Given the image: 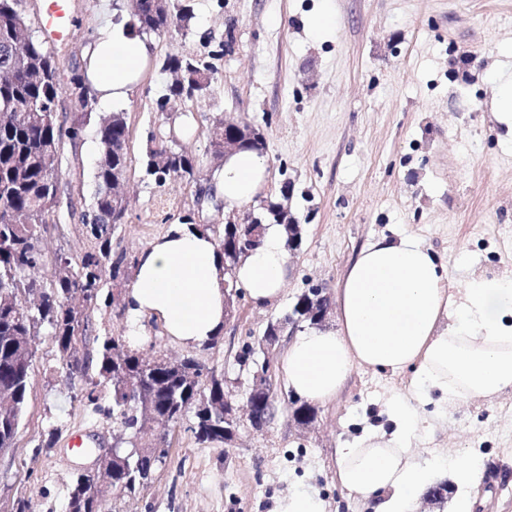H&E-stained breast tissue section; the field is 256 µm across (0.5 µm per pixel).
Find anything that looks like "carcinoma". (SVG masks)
<instances>
[{
    "instance_id": "1",
    "label": "carcinoma",
    "mask_w": 512,
    "mask_h": 512,
    "mask_svg": "<svg viewBox=\"0 0 512 512\" xmlns=\"http://www.w3.org/2000/svg\"><path fill=\"white\" fill-rule=\"evenodd\" d=\"M19 6L20 0H0V67L15 64L16 41L27 54L13 81L0 79V452L14 448L28 402L33 338L45 329L69 378L86 383L79 403L95 406L104 391L112 398V424L131 448L107 456L103 465L115 492L132 496L147 487L159 461L158 442L143 441L149 431L165 438L190 414L189 430L197 441H224V373L195 356L152 366L149 357L126 346L124 337L94 334L93 314L112 304L105 285L124 287L136 263V256L112 248L115 220L126 211L124 197L112 186L127 173L125 113L101 118L96 128L100 153L92 203L78 213L73 199L67 201L68 213L80 221L83 254L74 258L59 251L50 259L42 248L46 204L60 190L64 144H76L84 129L75 120L63 135L58 61ZM161 25L144 12L134 15L132 28L151 35L163 32ZM193 65L186 58H168L166 68L181 70L183 85L172 84L156 101L159 112L195 83ZM10 102L29 107L27 117L17 119ZM194 171V158L165 142L161 151L146 154V175L160 186L171 178L190 180ZM67 508L108 512L99 481L77 476Z\"/></svg>"
}]
</instances>
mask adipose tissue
Listing matches in <instances>:
<instances>
[{
    "label": "adipose tissue",
    "mask_w": 512,
    "mask_h": 512,
    "mask_svg": "<svg viewBox=\"0 0 512 512\" xmlns=\"http://www.w3.org/2000/svg\"><path fill=\"white\" fill-rule=\"evenodd\" d=\"M145 40L124 25L105 27L90 53L87 76L101 102L127 98L148 63ZM268 169L256 151L229 154L212 180L227 206L251 201ZM289 257L281 229L270 225L261 247L242 258L236 280L255 305L284 292ZM125 301L132 321L158 320L179 345L201 346L224 326V261L210 235L175 225L138 255ZM336 330L297 331L280 360L288 391L310 403L336 397L358 367L411 370L410 395L387 406L391 431L371 429L336 451L342 492L373 512H413L412 505L449 470L462 492L452 512H472L464 494L478 470L474 459L445 450L419 458L413 444L422 417L417 401L438 392L443 403L492 399L512 390V278L469 274L448 285V268L416 237L383 236L350 263L336 290Z\"/></svg>",
    "instance_id": "ef3b65f1"
}]
</instances>
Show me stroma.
Here are the masks:
<instances>
[{"label": "stroma", "mask_w": 512, "mask_h": 512, "mask_svg": "<svg viewBox=\"0 0 512 512\" xmlns=\"http://www.w3.org/2000/svg\"><path fill=\"white\" fill-rule=\"evenodd\" d=\"M189 19L147 37L148 68L138 87L114 110L130 133L127 218L115 249L139 253L199 208L202 223L223 229L261 202L283 203L301 227L290 252L285 292L271 307L240 298L212 349L172 342L144 318L140 332L155 349L177 359L196 355L236 382L246 396L253 371L238 357L258 347L269 321L284 317L312 288L335 296L350 261L380 236L411 234L448 266V281L464 272L512 276V138L497 118V75L512 73V0H175ZM70 37L52 50L61 65L60 119L71 120L90 44L108 24L130 22V0H70ZM329 13L318 32L313 20ZM171 56L209 64L203 94L177 100L172 120L160 118L157 99L175 80L163 66ZM83 140L66 146L61 184L75 203L89 206L99 152L95 135L112 108L90 92ZM242 120L266 139L268 179L257 200L234 208L222 198L196 204L219 161L209 131L216 120ZM174 137L197 163L194 181L157 185L144 169L150 135ZM411 374L355 368L336 399L314 407L310 422L294 411L299 398L273 377L274 416L263 430L242 425L235 447L199 443L189 420L174 425L169 454L147 488L133 498L107 495L110 512H272L278 498L311 493L325 512H372L336 482L335 450L371 426L388 425L385 404L408 393ZM78 381L67 379L47 334L36 357L25 417L13 452L0 454V512L17 498L30 512H66L73 478L93 452L112 447L119 432L104 413L74 402ZM422 408L416 448L454 449L479 460L488 482L468 491L474 512H512V392L435 412ZM61 437L41 448L49 424ZM81 435L88 453L69 447Z\"/></svg>", "instance_id": "1"}]
</instances>
